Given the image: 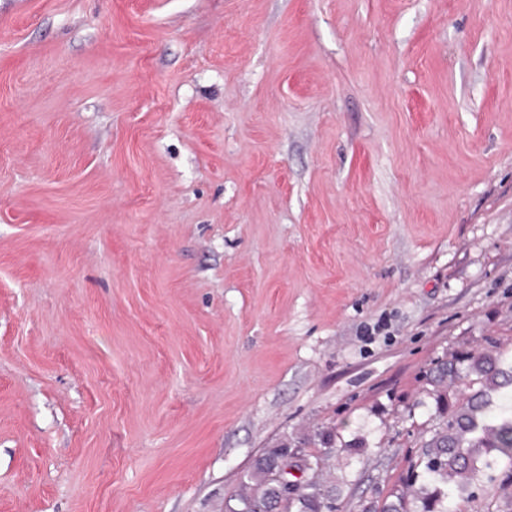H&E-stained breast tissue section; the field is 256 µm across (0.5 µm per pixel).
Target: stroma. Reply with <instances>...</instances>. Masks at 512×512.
<instances>
[{"label":"stroma","instance_id":"obj_1","mask_svg":"<svg viewBox=\"0 0 512 512\" xmlns=\"http://www.w3.org/2000/svg\"><path fill=\"white\" fill-rule=\"evenodd\" d=\"M486 348L512 0H0V512H225L283 441L361 512Z\"/></svg>","mask_w":512,"mask_h":512}]
</instances>
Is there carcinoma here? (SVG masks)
<instances>
[{"label": "carcinoma", "instance_id": "cac0c4a2", "mask_svg": "<svg viewBox=\"0 0 512 512\" xmlns=\"http://www.w3.org/2000/svg\"><path fill=\"white\" fill-rule=\"evenodd\" d=\"M436 423L421 440V450L412 464L410 486L417 512H451L448 495L473 496L482 481L494 482L503 461L507 471L501 485H512V404L491 413L492 393L512 401V364L504 363L493 350L468 351L451 360L440 361L430 370ZM458 385L455 402H448V389ZM290 467L288 444L281 443L256 460L241 478L240 492L229 497L235 505L227 512H339L328 501L318 481L290 482L288 498L271 479L273 470ZM407 495L371 505L363 512H410Z\"/></svg>", "mask_w": 512, "mask_h": 512}]
</instances>
